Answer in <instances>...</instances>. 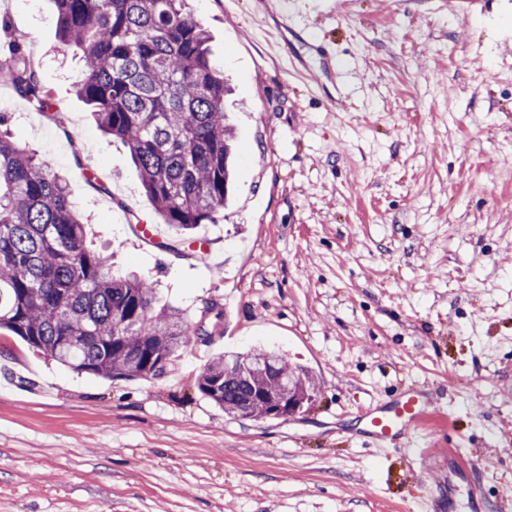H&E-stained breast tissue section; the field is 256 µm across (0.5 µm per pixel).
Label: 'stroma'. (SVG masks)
Here are the masks:
<instances>
[{
  "mask_svg": "<svg viewBox=\"0 0 512 512\" xmlns=\"http://www.w3.org/2000/svg\"><path fill=\"white\" fill-rule=\"evenodd\" d=\"M232 86L235 179L205 261L160 251L127 147L78 97L53 0H0L64 114L0 78L13 137L65 175L88 246L199 320L164 377L107 380L0 334V512H512V0H191ZM330 43L332 62L315 51ZM278 348L318 390L299 414H224L197 378L227 350ZM417 385L443 406L413 448L359 434ZM467 452L454 477L453 449Z\"/></svg>",
  "mask_w": 512,
  "mask_h": 512,
  "instance_id": "obj_1",
  "label": "stroma"
}]
</instances>
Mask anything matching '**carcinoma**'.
<instances>
[{
  "label": "carcinoma",
  "mask_w": 512,
  "mask_h": 512,
  "mask_svg": "<svg viewBox=\"0 0 512 512\" xmlns=\"http://www.w3.org/2000/svg\"><path fill=\"white\" fill-rule=\"evenodd\" d=\"M61 43L81 53L78 94L99 128L128 147L144 190L177 234L215 223L232 186L229 86L209 58V34L188 0H53ZM16 92L47 117L51 94L20 46L0 57ZM0 113V331L63 367L102 378H159L190 336H207L161 302L153 283L112 269L86 246L84 224L65 178L13 139ZM117 340H112V337ZM258 372L241 354L212 358L198 388L228 415L271 416L265 397L288 388L300 412L313 376L267 348Z\"/></svg>",
  "instance_id": "carcinoma-1"
}]
</instances>
